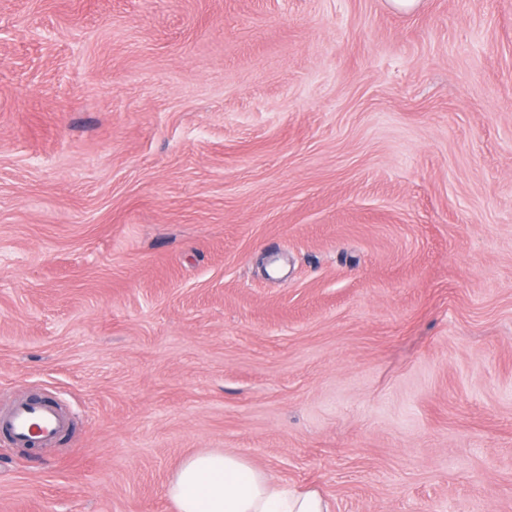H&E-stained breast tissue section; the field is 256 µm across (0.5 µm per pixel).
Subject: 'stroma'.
Instances as JSON below:
<instances>
[{
	"mask_svg": "<svg viewBox=\"0 0 512 512\" xmlns=\"http://www.w3.org/2000/svg\"><path fill=\"white\" fill-rule=\"evenodd\" d=\"M0 512H512V0H0ZM68 425V414L54 398L20 403L6 414L0 412V434L18 448H42ZM174 512H331L315 488L293 490L224 451L187 457L168 484Z\"/></svg>",
	"mask_w": 512,
	"mask_h": 512,
	"instance_id": "obj_1",
	"label": "stroma"
}]
</instances>
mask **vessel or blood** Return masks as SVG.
Instances as JSON below:
<instances>
[{
	"label": "vessel or blood",
	"mask_w": 512,
	"mask_h": 512,
	"mask_svg": "<svg viewBox=\"0 0 512 512\" xmlns=\"http://www.w3.org/2000/svg\"><path fill=\"white\" fill-rule=\"evenodd\" d=\"M69 416L60 401L24 402L0 413V435L19 448H40L63 434Z\"/></svg>",
	"instance_id": "obj_1"
}]
</instances>
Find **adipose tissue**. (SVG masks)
I'll return each instance as SVG.
<instances>
[{
	"label": "adipose tissue",
	"instance_id": "adipose-tissue-1",
	"mask_svg": "<svg viewBox=\"0 0 512 512\" xmlns=\"http://www.w3.org/2000/svg\"><path fill=\"white\" fill-rule=\"evenodd\" d=\"M167 496L174 512H331L319 490L290 489L246 459L222 451L187 457Z\"/></svg>",
	"mask_w": 512,
	"mask_h": 512
}]
</instances>
